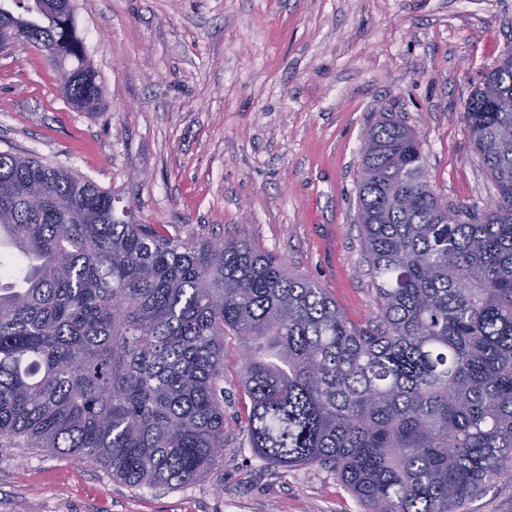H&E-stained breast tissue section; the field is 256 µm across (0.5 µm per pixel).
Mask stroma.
Listing matches in <instances>:
<instances>
[{"label": "stroma", "instance_id": "1", "mask_svg": "<svg viewBox=\"0 0 512 512\" xmlns=\"http://www.w3.org/2000/svg\"><path fill=\"white\" fill-rule=\"evenodd\" d=\"M100 87L72 107L40 47L0 49V152L65 167L144 224L243 239L374 321L355 222L367 130L390 115L422 142L448 200L495 196L465 103L512 48V0H73ZM240 346L224 339V459L193 484L133 488L55 451L0 448V512H365L335 471L258 458Z\"/></svg>", "mask_w": 512, "mask_h": 512}]
</instances>
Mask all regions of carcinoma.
Returning a JSON list of instances; mask_svg holds the SVG:
<instances>
[{
  "mask_svg": "<svg viewBox=\"0 0 512 512\" xmlns=\"http://www.w3.org/2000/svg\"><path fill=\"white\" fill-rule=\"evenodd\" d=\"M54 2L0 0V26L56 46L62 95L94 108L73 9ZM463 121L496 190L483 210L437 194L403 123L365 135L367 327L245 240L141 224L73 171L0 153V447L92 460L132 487L189 485L224 457L231 335L260 458L332 467L366 512H460L512 474L511 52Z\"/></svg>",
  "mask_w": 512,
  "mask_h": 512,
  "instance_id": "carcinoma-1",
  "label": "carcinoma"
}]
</instances>
